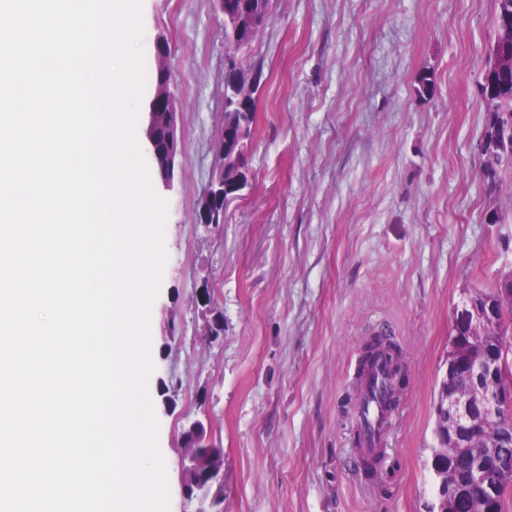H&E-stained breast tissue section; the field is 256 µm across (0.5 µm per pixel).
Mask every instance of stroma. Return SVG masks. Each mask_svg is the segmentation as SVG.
<instances>
[{"label": "stroma", "mask_w": 512, "mask_h": 512, "mask_svg": "<svg viewBox=\"0 0 512 512\" xmlns=\"http://www.w3.org/2000/svg\"><path fill=\"white\" fill-rule=\"evenodd\" d=\"M495 0H273L247 52L260 74L248 184L198 223L224 123V22L211 0H142L140 46L168 45L184 150L150 310L147 389L168 512H427L434 400L465 289L512 270V180L487 197L480 81ZM429 77L428 95L417 93ZM224 315L210 342L203 281ZM382 322L406 385L368 490L351 466L347 379ZM210 417L217 500L182 488L181 432Z\"/></svg>", "instance_id": "obj_1"}]
</instances>
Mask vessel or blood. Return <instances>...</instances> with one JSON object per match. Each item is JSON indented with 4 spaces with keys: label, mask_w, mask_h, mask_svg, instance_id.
Segmentation results:
<instances>
[{
    "label": "vessel or blood",
    "mask_w": 512,
    "mask_h": 512,
    "mask_svg": "<svg viewBox=\"0 0 512 512\" xmlns=\"http://www.w3.org/2000/svg\"><path fill=\"white\" fill-rule=\"evenodd\" d=\"M350 384L360 394L351 414V422L357 433L352 454L362 464L383 459L391 450L398 417L388 401L378 395L379 390L389 391L393 388L390 368L385 360H377L368 369H355Z\"/></svg>",
    "instance_id": "1"
}]
</instances>
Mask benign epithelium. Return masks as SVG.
<instances>
[{
	"instance_id": "7a95c632",
	"label": "benign epithelium",
	"mask_w": 512,
	"mask_h": 512,
	"mask_svg": "<svg viewBox=\"0 0 512 512\" xmlns=\"http://www.w3.org/2000/svg\"><path fill=\"white\" fill-rule=\"evenodd\" d=\"M170 71L163 66L156 82L154 93L145 110V136L149 143L153 162L158 174L159 184L164 190L172 187L178 159L182 154L183 136L180 125V112L175 99L169 91ZM215 171L208 187L198 203L201 223L207 227H217L210 218L213 206L217 202L228 208L236 200L240 186L231 188L224 185V149L215 151ZM470 317L468 312L454 311L452 340L461 349L466 346L469 337L465 336ZM458 405L461 413L468 417V423L456 430L453 439L456 444L479 456L485 462L483 484L492 486L498 479L496 458L502 443L512 439V387L498 388L487 398H460Z\"/></svg>"
}]
</instances>
